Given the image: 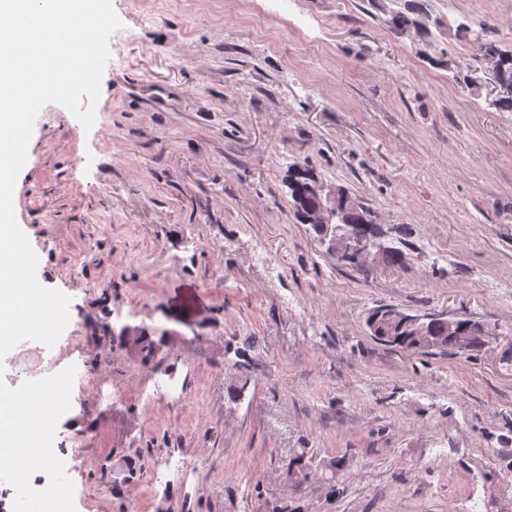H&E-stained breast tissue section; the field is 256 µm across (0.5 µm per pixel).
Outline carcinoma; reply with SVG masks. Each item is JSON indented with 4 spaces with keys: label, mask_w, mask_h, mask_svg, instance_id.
<instances>
[{
    "label": "carcinoma",
    "mask_w": 512,
    "mask_h": 512,
    "mask_svg": "<svg viewBox=\"0 0 512 512\" xmlns=\"http://www.w3.org/2000/svg\"><path fill=\"white\" fill-rule=\"evenodd\" d=\"M399 9L394 11L388 21L390 28L397 34L411 27L414 21L427 14L429 11L428 0H397ZM456 35L473 45L478 57L487 59L495 64L496 78L503 83L512 84V50L503 49L493 41L484 40L473 34L472 28L461 23L456 28ZM311 178L309 169L296 164L288 173L289 205L293 212L307 211L316 207V201L308 196L305 185ZM352 234L363 239H369L379 232V227L374 222V212L366 209L361 214H353L348 218ZM395 310L393 306H380L373 309L367 319L366 327L370 335L380 344L407 352L423 353L430 355H458V336L469 325H478V322L467 317L459 319L457 326L448 329V319L441 316L435 317L429 322L427 335L420 337L401 321L388 318V314ZM231 369L238 373L241 386L230 392V399L238 402L243 399L244 392L250 381V361L240 357L231 365Z\"/></svg>",
    "instance_id": "1"
}]
</instances>
